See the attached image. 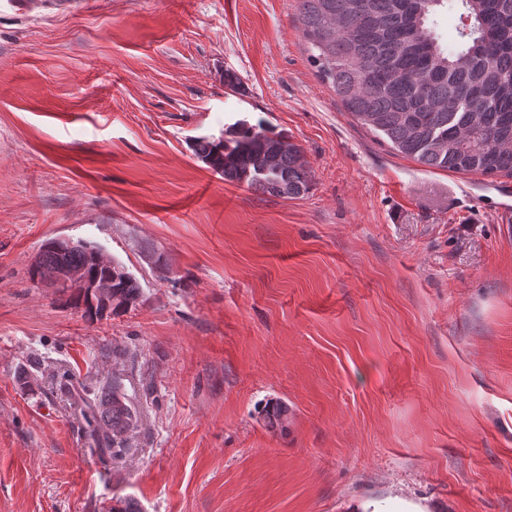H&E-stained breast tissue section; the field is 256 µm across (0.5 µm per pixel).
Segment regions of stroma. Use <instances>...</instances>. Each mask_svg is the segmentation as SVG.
<instances>
[{
    "instance_id": "obj_1",
    "label": "stroma",
    "mask_w": 512,
    "mask_h": 512,
    "mask_svg": "<svg viewBox=\"0 0 512 512\" xmlns=\"http://www.w3.org/2000/svg\"><path fill=\"white\" fill-rule=\"evenodd\" d=\"M301 29L297 0L0 6V512H512V176L395 153ZM241 119L300 147L307 195L197 159ZM60 237L143 303L90 321L31 282ZM118 368L143 424L115 464L55 382Z\"/></svg>"
}]
</instances>
